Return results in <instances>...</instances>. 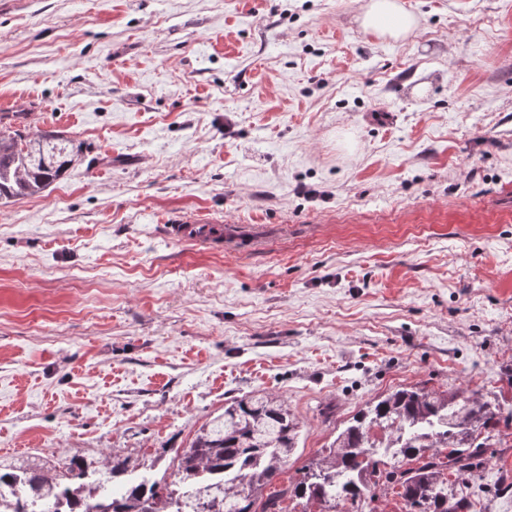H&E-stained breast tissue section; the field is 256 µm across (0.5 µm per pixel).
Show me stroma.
<instances>
[{
    "label": "stroma",
    "mask_w": 512,
    "mask_h": 512,
    "mask_svg": "<svg viewBox=\"0 0 512 512\" xmlns=\"http://www.w3.org/2000/svg\"><path fill=\"white\" fill-rule=\"evenodd\" d=\"M0 0V118L81 162L0 204V463L154 476L225 402L299 420L282 489L399 387L512 368V0ZM240 224L180 242L177 219ZM467 479L512 512V397ZM363 30L381 39L408 38L418 25V18L399 0H369L360 17Z\"/></svg>",
    "instance_id": "stroma-1"
}]
</instances>
